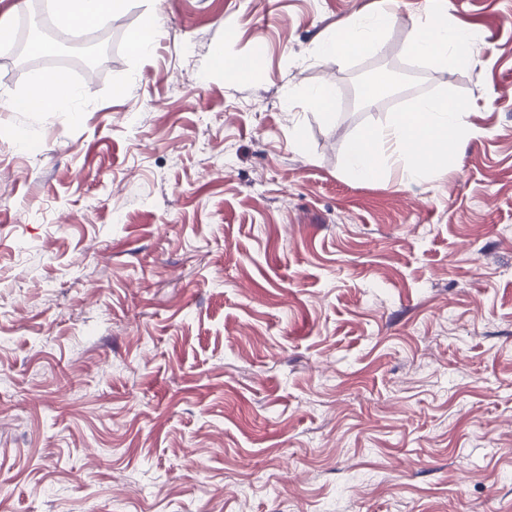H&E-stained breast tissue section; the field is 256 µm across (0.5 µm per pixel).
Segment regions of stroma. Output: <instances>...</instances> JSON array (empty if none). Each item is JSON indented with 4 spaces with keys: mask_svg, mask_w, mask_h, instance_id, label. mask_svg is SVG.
I'll return each instance as SVG.
<instances>
[{
    "mask_svg": "<svg viewBox=\"0 0 512 512\" xmlns=\"http://www.w3.org/2000/svg\"><path fill=\"white\" fill-rule=\"evenodd\" d=\"M14 3L51 44L47 0ZM379 6L126 0L91 78L0 45V512H512V0H448L479 37L452 69L406 51L425 0L327 62ZM56 73L76 111H11ZM441 96L483 132L447 167L348 174ZM398 7L397 0H382L374 13L353 15L345 24L342 36L322 42V55L341 66L353 53L374 48L379 33L396 22ZM161 34L157 18L153 13L143 16L140 29L133 40V50L139 55L150 53L157 37ZM211 65L232 77H244L249 72V65L230 57L222 48L216 49L211 58Z\"/></svg>",
    "mask_w": 512,
    "mask_h": 512,
    "instance_id": "35a3bbf8",
    "label": "stroma"
}]
</instances>
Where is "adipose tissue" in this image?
<instances>
[{
  "label": "adipose tissue",
  "instance_id": "adipose-tissue-1",
  "mask_svg": "<svg viewBox=\"0 0 512 512\" xmlns=\"http://www.w3.org/2000/svg\"><path fill=\"white\" fill-rule=\"evenodd\" d=\"M124 3L125 0H52L51 8L58 22L71 29L104 23ZM398 7V0H381L374 13L350 17L342 36L322 42V55L341 65L353 53L374 48L379 33L396 22ZM476 41L473 30L449 24L447 12L440 9L415 20L408 51L433 66L450 69L470 58ZM78 94V89L63 77L53 76L17 98L12 109L55 112L61 101ZM466 113V105L455 99L417 101L411 111L402 113L385 130L366 131L349 142L346 163L350 175L360 181H376L399 162L408 179L425 176L447 161L460 138L473 136V129L465 121Z\"/></svg>",
  "mask_w": 512,
  "mask_h": 512
}]
</instances>
